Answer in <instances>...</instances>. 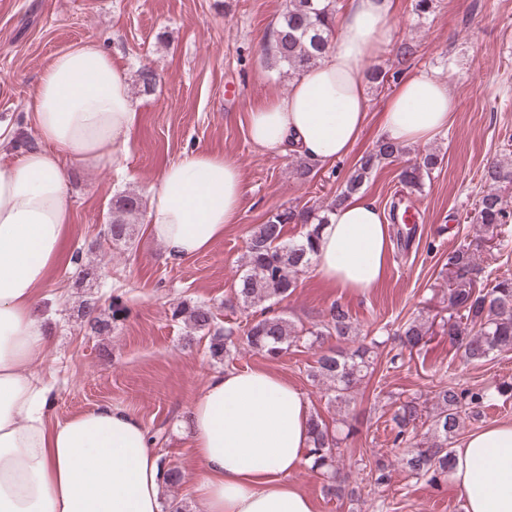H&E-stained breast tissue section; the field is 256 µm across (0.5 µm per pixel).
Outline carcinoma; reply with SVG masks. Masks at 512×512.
<instances>
[{
	"instance_id": "cac0c4a2",
	"label": "carcinoma",
	"mask_w": 512,
	"mask_h": 512,
	"mask_svg": "<svg viewBox=\"0 0 512 512\" xmlns=\"http://www.w3.org/2000/svg\"><path fill=\"white\" fill-rule=\"evenodd\" d=\"M338 0H289L277 27L273 31L267 64L290 75H299L317 64L330 46L331 35L340 11ZM416 45L402 42L396 49L395 67L405 66L416 54ZM404 147L386 137L380 138L374 149L358 160L344 190L327 205L286 207L272 213L265 223L252 232L245 254L243 271L234 288V300L243 309L269 301H280L297 287L298 276L306 271L315 253L318 229L328 223L329 216L355 194L366 178L382 161L397 158ZM438 162L433 153H421L401 173L404 184L419 188ZM481 182L486 190L475 208L476 223L493 236L502 234V227L512 222V210L498 193V188L512 184V167L500 161L486 163L481 171ZM143 202L136 194L119 197L112 203V221L106 225L112 242L126 244L132 238L131 221L142 211ZM300 224L306 228L298 240H285V228ZM448 267L453 287L448 289V310L445 335L456 345L465 362L482 364L496 353L512 350V277L495 279L489 286L477 285L479 269L474 254L465 248L448 253ZM196 333L210 337L209 350L215 358H232L242 348L257 352L269 359H278L292 344L303 338L319 349L316 366L311 374L315 380L326 383L329 402L347 405L352 394L374 372L371 353L378 346L376 339L349 349L325 346L330 338L347 340L354 328L347 308L339 302L332 304L324 320L312 329H297L281 315L262 316L245 320L243 324L226 328L216 327V315L205 304H177L172 311ZM424 326L413 321L401 334L402 347L411 351L425 345ZM512 393V383L502 382L495 389H462L455 385H441L434 392L437 407L431 416L428 432L433 441H417L418 425L424 418V407L415 397L399 401L391 421L394 442L404 445L405 468L416 478H427L434 486L448 478L454 465V450L448 440L460 426V414L466 405L481 407ZM312 443L309 450L311 469L320 471L328 482L324 495L330 499L343 495L344 487L334 471L336 455L341 445L354 435V427L347 425L342 438L319 418L312 419Z\"/></svg>"
}]
</instances>
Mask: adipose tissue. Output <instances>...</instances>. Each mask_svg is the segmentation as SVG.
<instances>
[{"label": "adipose tissue", "instance_id": "1", "mask_svg": "<svg viewBox=\"0 0 512 512\" xmlns=\"http://www.w3.org/2000/svg\"><path fill=\"white\" fill-rule=\"evenodd\" d=\"M392 10V0H350L317 65L251 111V141L320 167L346 156L369 108L364 66L389 40ZM455 106L446 84L411 76L389 98L382 127L394 142L424 143L447 130ZM139 117L129 76L108 51L73 46L36 85L39 146L0 166V512H162L161 457L140 422L109 405L52 421L54 395L38 372L50 338L37 312L71 222L63 163H119ZM243 194L237 163L190 151L159 173L148 232L168 258L192 257L236 223ZM388 244L376 203L353 195L322 225L312 270L332 287L366 293L384 275ZM311 416L305 393L267 370L210 376L182 422L205 512H316L289 480L309 460ZM450 478L464 512H512V424L469 434Z\"/></svg>", "mask_w": 512, "mask_h": 512}]
</instances>
